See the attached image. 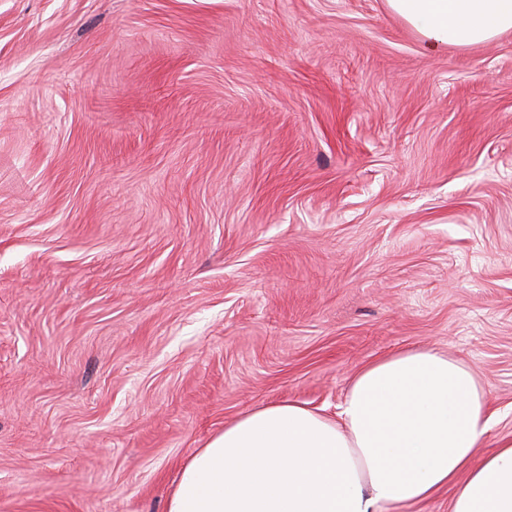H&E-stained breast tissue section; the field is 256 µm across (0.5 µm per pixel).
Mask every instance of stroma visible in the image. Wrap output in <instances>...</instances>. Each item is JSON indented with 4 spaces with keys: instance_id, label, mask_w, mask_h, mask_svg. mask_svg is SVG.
<instances>
[{
    "instance_id": "stroma-1",
    "label": "stroma",
    "mask_w": 512,
    "mask_h": 512,
    "mask_svg": "<svg viewBox=\"0 0 512 512\" xmlns=\"http://www.w3.org/2000/svg\"><path fill=\"white\" fill-rule=\"evenodd\" d=\"M408 347L512 436V31L386 0H0V512H165ZM420 36L424 49L469 46L512 31V0H387Z\"/></svg>"
}]
</instances>
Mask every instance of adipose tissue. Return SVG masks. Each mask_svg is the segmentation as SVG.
<instances>
[{
  "instance_id": "obj_1",
  "label": "adipose tissue",
  "mask_w": 512,
  "mask_h": 512,
  "mask_svg": "<svg viewBox=\"0 0 512 512\" xmlns=\"http://www.w3.org/2000/svg\"><path fill=\"white\" fill-rule=\"evenodd\" d=\"M436 53L512 31V0H387ZM465 364L406 348L352 378L336 417L294 402L247 413L182 464L166 512H381L452 489L451 512H512V438Z\"/></svg>"
}]
</instances>
